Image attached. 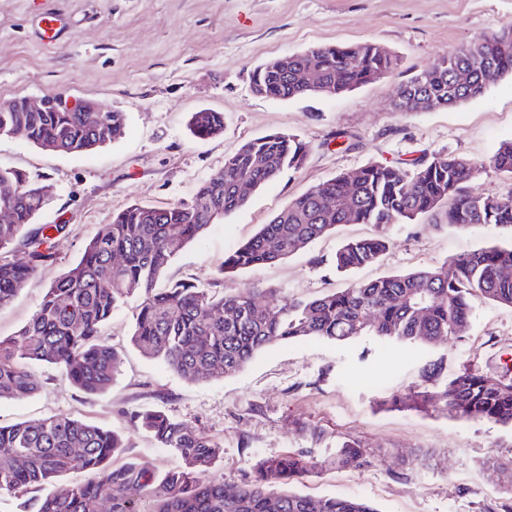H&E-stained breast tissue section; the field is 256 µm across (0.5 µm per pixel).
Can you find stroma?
<instances>
[{"instance_id": "35a3bbf8", "label": "stroma", "mask_w": 512, "mask_h": 512, "mask_svg": "<svg viewBox=\"0 0 512 512\" xmlns=\"http://www.w3.org/2000/svg\"><path fill=\"white\" fill-rule=\"evenodd\" d=\"M64 18L55 42H43L39 17ZM512 25V0H0V103L60 93L124 113V136L89 153L42 150L23 135L0 136V166L52 187L39 224L63 225L52 264L40 268L0 308V336L38 310L47 288L81 257L87 241L113 214L133 203L189 201L244 142L285 131L309 145L299 171H287L252 192L247 205L188 244L166 270L215 294L243 288L311 299L355 281L441 265L452 257L512 246V228L479 225L469 232L420 218L387 229L389 248L373 265L338 271L347 241L368 237L369 224L334 233L274 263L221 273L226 254L311 186L368 163L407 166L426 153L482 163L469 185L482 196L512 195V177L490 168L501 143L512 141V76L480 98L428 112L395 111L393 90L436 65L442 55ZM371 41L397 59L384 79L337 97L276 100L254 94L255 67L286 53L325 44ZM224 115L221 135L200 139L193 112ZM133 305L112 316L105 337L119 352V372L98 394L73 387L53 367L39 368L32 396L0 401V425L51 414L111 428L125 457L157 470L178 459L155 447L130 423L156 409L221 442L213 477L242 485L257 461L288 453L331 458L345 440L366 451L363 466L300 474L293 489L315 497L344 496L378 512H504L512 494L487 459L512 457V428L454 418L442 406L401 408L390 396L440 392L464 366L512 370V308L476 299L462 340L430 349L376 338L335 343L280 342L242 371L186 380L141 355L130 343ZM439 375L425 377L428 362Z\"/></svg>"}]
</instances>
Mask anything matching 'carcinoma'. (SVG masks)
I'll list each match as a JSON object with an SVG mask.
<instances>
[{
    "instance_id": "1",
    "label": "carcinoma",
    "mask_w": 512,
    "mask_h": 512,
    "mask_svg": "<svg viewBox=\"0 0 512 512\" xmlns=\"http://www.w3.org/2000/svg\"><path fill=\"white\" fill-rule=\"evenodd\" d=\"M396 60L374 42L325 45L279 56L252 74L254 91L267 98L342 95L386 77ZM315 70L320 83L309 85ZM470 74L459 88L454 76ZM512 75V25L472 40L444 55L434 67L396 88L399 112L419 111L423 97L432 107L477 98L490 84ZM200 138L222 133L224 116L192 113ZM22 129L33 144L50 151L84 153L120 138L121 112H0V135ZM309 146L275 131L243 143L224 161V169L196 189L191 201L166 206L132 204L102 225L80 259L48 288L39 310L14 335L0 337V399L25 398L39 388L35 366L60 369L80 391L98 393L118 371L119 356L103 328L128 299L137 297L130 343L143 356L186 379L233 374L264 349L281 341L318 338L336 343L375 336L402 345L432 347L465 336L470 298L481 296L512 308V248L487 246L442 265L357 282L312 299L282 300L271 294L259 305L249 289L218 296L188 282L157 287L175 257L224 216L246 206L241 182L261 189L286 170H300ZM497 172L512 176V141L489 160ZM483 165L432 153L405 169L384 163L341 172L293 199L269 223L224 259L232 273L286 259L339 224H372L378 233L345 243L336 268L355 269L376 262L389 246L385 228L430 217L467 231L484 224L512 227V196H478L469 183ZM49 195L44 185H22V174L0 167V206L13 215L0 224V308L9 304L37 269L54 261L50 232L63 224L33 226ZM336 203V209L327 204ZM24 260L10 258L15 245ZM233 317L224 319V311ZM442 397L448 414L512 426V378L465 368L448 380ZM426 391L396 395L394 404L423 405ZM132 424L149 433L179 464L157 472L123 455V436L70 415L53 414L37 422L0 426V492L19 498L18 512H378L362 499L314 498L291 490L304 471L326 465L356 468L363 449L345 440L334 457L320 462L294 455L270 457L255 465L256 478L243 486L216 481L208 472L223 455L222 446L161 411H140ZM488 466L512 490V457L493 458ZM80 470L92 475L83 484L61 477ZM132 489L142 497L129 494Z\"/></svg>"
}]
</instances>
